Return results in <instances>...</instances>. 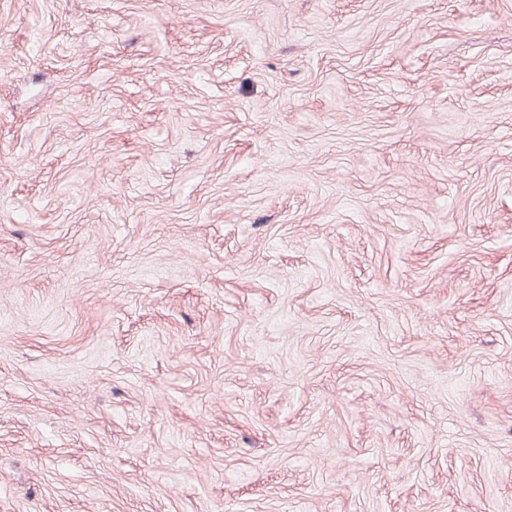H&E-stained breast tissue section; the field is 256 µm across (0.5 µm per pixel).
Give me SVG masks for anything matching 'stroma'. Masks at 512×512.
Returning a JSON list of instances; mask_svg holds the SVG:
<instances>
[{
  "instance_id": "35a3bbf8",
  "label": "stroma",
  "mask_w": 512,
  "mask_h": 512,
  "mask_svg": "<svg viewBox=\"0 0 512 512\" xmlns=\"http://www.w3.org/2000/svg\"><path fill=\"white\" fill-rule=\"evenodd\" d=\"M0 512H512V0H0Z\"/></svg>"
}]
</instances>
